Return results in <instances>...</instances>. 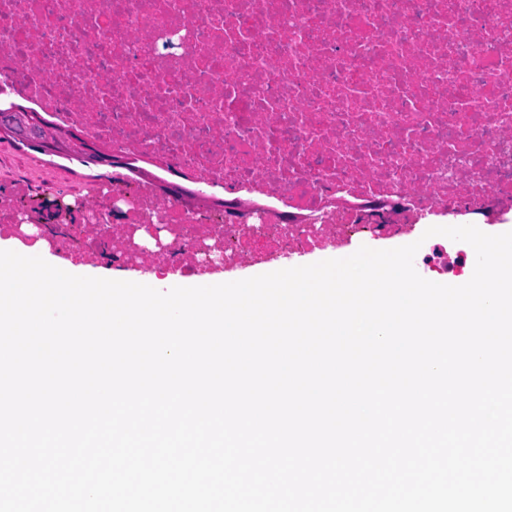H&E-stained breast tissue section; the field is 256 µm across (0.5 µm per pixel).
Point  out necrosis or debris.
<instances>
[{"mask_svg": "<svg viewBox=\"0 0 512 512\" xmlns=\"http://www.w3.org/2000/svg\"><path fill=\"white\" fill-rule=\"evenodd\" d=\"M18 97L127 162L76 203L86 251L127 263L512 214V0H0V108Z\"/></svg>", "mask_w": 512, "mask_h": 512, "instance_id": "necrosis-or-debris-1", "label": "necrosis or debris"}]
</instances>
